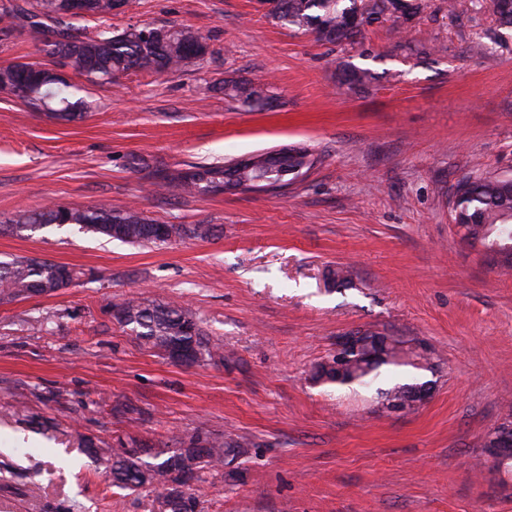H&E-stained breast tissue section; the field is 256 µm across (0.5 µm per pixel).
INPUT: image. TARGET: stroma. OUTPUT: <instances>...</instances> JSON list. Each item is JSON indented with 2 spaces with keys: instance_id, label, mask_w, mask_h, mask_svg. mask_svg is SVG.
Listing matches in <instances>:
<instances>
[{
  "instance_id": "obj_1",
  "label": "stroma",
  "mask_w": 512,
  "mask_h": 512,
  "mask_svg": "<svg viewBox=\"0 0 512 512\" xmlns=\"http://www.w3.org/2000/svg\"><path fill=\"white\" fill-rule=\"evenodd\" d=\"M191 27L205 60L120 85H79L57 122L0 94V261L80 271L50 295L0 301V512H158L84 450L154 449L198 432L248 442L191 482L198 512H512V466L486 441L512 410V275L451 222L466 176L512 170V29L491 10L424 0L336 47L280 27L258 0H131L111 24ZM371 69L359 96L344 67ZM228 81L266 83L250 112ZM302 143L322 162L287 194L188 196L150 176ZM133 205L211 239L138 246L77 227L5 231L15 214ZM351 280L336 285L331 270ZM190 309L223 360L185 366L112 315L130 296ZM351 331L430 347L434 387L410 413L376 386L313 384Z\"/></svg>"
}]
</instances>
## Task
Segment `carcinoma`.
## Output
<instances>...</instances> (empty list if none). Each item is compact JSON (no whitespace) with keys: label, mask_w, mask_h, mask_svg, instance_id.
<instances>
[{"label":"carcinoma","mask_w":512,"mask_h":512,"mask_svg":"<svg viewBox=\"0 0 512 512\" xmlns=\"http://www.w3.org/2000/svg\"><path fill=\"white\" fill-rule=\"evenodd\" d=\"M113 0H86L87 17L98 22L91 33L72 22L74 16L63 10V0H0V41L17 28L29 29L43 39L46 54L67 59L73 71L95 85L113 84L135 69L164 75L184 67L181 44L193 40L204 59L210 53L209 37L199 31L177 25H130L121 31L108 24L114 15ZM471 6L492 8L498 26L512 29V4L497 0H469ZM423 8L422 0H277L270 16L293 32L310 33L326 43L354 42L362 27L385 16L410 20ZM18 64L0 66V94L19 89L16 97L52 117L73 121L83 116V100L75 97L72 85L59 82L52 70H21ZM375 80L368 68L343 70L342 84L351 92H366ZM224 95L252 110L262 109L267 96L250 82L224 83ZM320 156L305 146H293L288 156L271 162L259 159L248 165L233 164L191 166L167 172L153 185L189 194L208 195L224 192V182L238 185H293L302 173L311 171ZM453 222L463 239L480 243L485 250L512 264V175L486 171L466 177L455 186L452 201ZM76 225L87 232L112 240L140 246L166 242L174 237L205 240L215 235L211 224L182 226L157 223L132 207L70 208L48 205L24 211L9 225L12 231H35L51 225ZM58 264L47 260L16 257L0 262V301H12L37 293L39 284L55 275ZM124 312L119 323L132 331L142 345L161 354L180 344H195L200 357L224 359L218 343L204 333L193 313L171 303L145 302L130 298L114 305ZM431 368L428 350L407 340L385 337L377 346H361L348 354L341 365L328 358L318 364L312 381L339 387L365 386L384 376L389 387L380 390L381 406L387 412H409L411 387L422 383L417 371ZM179 447L165 453L147 448L107 450L87 442L94 462L112 475V484L135 491L150 486L158 490L162 512H198L197 499L188 492V482L201 479L205 470L228 466L244 451L245 441H226L198 432L178 441Z\"/></svg>","instance_id":"cac0c4a2"}]
</instances>
